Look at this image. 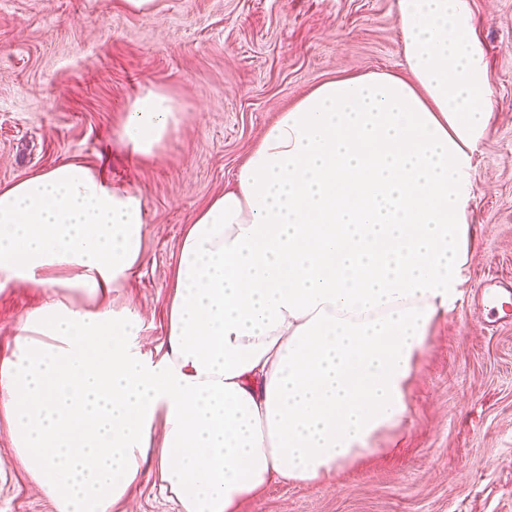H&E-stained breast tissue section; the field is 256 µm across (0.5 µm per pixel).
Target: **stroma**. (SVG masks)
<instances>
[{
  "mask_svg": "<svg viewBox=\"0 0 512 512\" xmlns=\"http://www.w3.org/2000/svg\"><path fill=\"white\" fill-rule=\"evenodd\" d=\"M495 113L475 152L474 256L462 299L430 333L406 423L380 452L330 485L271 483L240 512H512V315L487 289L512 288V0H471ZM397 0H0V187L75 159L138 190L144 262L112 296L141 316L156 353L179 242L223 193L266 129L342 73L408 70ZM161 88L183 121L156 157L115 131L127 103ZM26 283L0 292V356L16 323L41 305ZM161 446L109 512H177L160 488ZM0 512H55L0 431Z\"/></svg>",
  "mask_w": 512,
  "mask_h": 512,
  "instance_id": "obj_1",
  "label": "stroma"
}]
</instances>
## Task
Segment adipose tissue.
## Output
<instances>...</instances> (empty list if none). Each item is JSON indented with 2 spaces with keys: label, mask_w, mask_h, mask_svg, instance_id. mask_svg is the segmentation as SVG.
Returning <instances> with one entry per match:
<instances>
[{
  "label": "adipose tissue",
  "mask_w": 512,
  "mask_h": 512,
  "mask_svg": "<svg viewBox=\"0 0 512 512\" xmlns=\"http://www.w3.org/2000/svg\"><path fill=\"white\" fill-rule=\"evenodd\" d=\"M397 23L409 77L317 85L188 225L159 358L109 301L143 259L140 193L76 160L0 188V291L47 295L0 358V428L56 512H108L157 431L180 512H238L404 426L431 328L463 295L494 103L470 0H398ZM181 121L151 88L116 135L151 158Z\"/></svg>",
  "instance_id": "1"
}]
</instances>
